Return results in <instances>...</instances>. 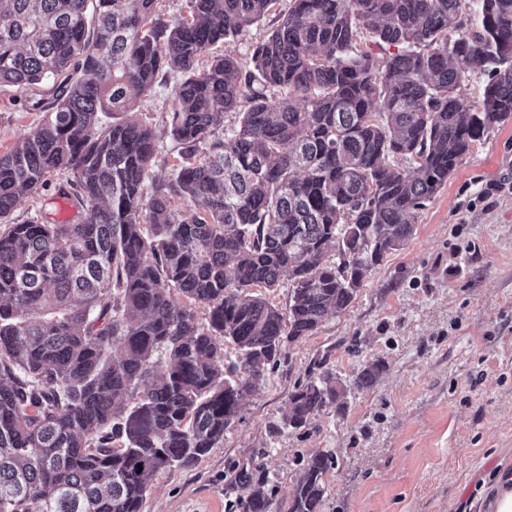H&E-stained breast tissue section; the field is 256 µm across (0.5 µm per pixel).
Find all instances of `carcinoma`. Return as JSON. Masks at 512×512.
<instances>
[{
    "label": "carcinoma",
    "instance_id": "1",
    "mask_svg": "<svg viewBox=\"0 0 512 512\" xmlns=\"http://www.w3.org/2000/svg\"><path fill=\"white\" fill-rule=\"evenodd\" d=\"M278 2L189 0L171 21L158 0H0V84L59 88L0 154V512H142L149 478L223 442L285 344L346 310L512 118V0H290L248 63L215 52ZM468 70L488 77L477 106ZM167 74L193 161L157 179L132 115ZM60 169L85 219L14 223ZM285 273L283 312L255 289ZM340 397L329 374L300 385L284 425ZM331 466L308 457L285 512H319Z\"/></svg>",
    "mask_w": 512,
    "mask_h": 512
}]
</instances>
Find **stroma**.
Listing matches in <instances>:
<instances>
[{"mask_svg": "<svg viewBox=\"0 0 512 512\" xmlns=\"http://www.w3.org/2000/svg\"><path fill=\"white\" fill-rule=\"evenodd\" d=\"M55 86L0 85V153L42 120ZM173 85L135 106L158 136L152 173L184 163L168 131ZM69 171L21 199L15 222L83 220L54 195ZM378 366L373 385L359 382ZM342 396L310 424L284 425L288 397L321 371ZM323 452L320 512H487L498 470H512V119L474 143L343 312L287 346L246 397L224 441L149 480L143 512H238L263 491L283 512L304 460Z\"/></svg>", "mask_w": 512, "mask_h": 512, "instance_id": "obj_1", "label": "stroma"}]
</instances>
